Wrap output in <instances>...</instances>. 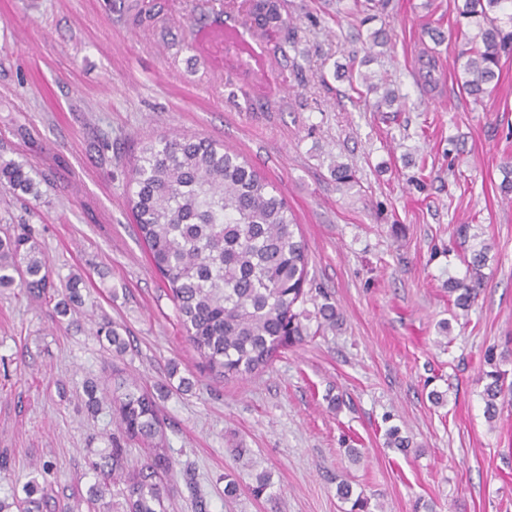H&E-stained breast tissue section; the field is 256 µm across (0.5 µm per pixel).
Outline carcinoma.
<instances>
[{"label": "carcinoma", "instance_id": "1", "mask_svg": "<svg viewBox=\"0 0 512 512\" xmlns=\"http://www.w3.org/2000/svg\"><path fill=\"white\" fill-rule=\"evenodd\" d=\"M249 17L255 27H283L279 0H250ZM463 17L481 21L478 33L468 40V59L461 88L469 95L489 93L498 78L500 60L512 56V0H467ZM0 184L38 197L32 166L0 163ZM128 203L140 238L147 245L152 266L166 284L187 338L205 369L222 378L255 374L267 368L279 350L300 341L307 327L295 311L304 302L308 252L298 224L285 199L252 166L216 142L201 137L161 136L143 146L131 169ZM488 247L470 253L473 276L450 284L453 305L469 310L482 286V268ZM82 279L68 280L56 312L67 315L81 301ZM45 295L54 288L47 261L30 235L0 238V288L13 285ZM320 325L332 327L339 319L328 303L317 308ZM98 333L119 356L124 339L110 327ZM491 370L485 380V415L499 416L498 400L512 392L506 372L489 355ZM122 435L141 439L153 447L149 460L131 472L125 469L124 449L112 440L111 452L91 462L103 482L94 495L103 497V486L123 483L124 512H164L160 473L171 461L165 448L163 420L157 398L132 382L113 397ZM387 445L399 452L410 450L400 430L386 431ZM37 492L48 497V486L35 481L26 486L28 499L0 500V512H31ZM339 499L351 503L350 512H368V498L340 482Z\"/></svg>", "mask_w": 512, "mask_h": 512}]
</instances>
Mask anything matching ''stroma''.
Returning <instances> with one entry per match:
<instances>
[{
	"mask_svg": "<svg viewBox=\"0 0 512 512\" xmlns=\"http://www.w3.org/2000/svg\"><path fill=\"white\" fill-rule=\"evenodd\" d=\"M244 2L140 0L158 20L137 25L131 0H0V159L32 164L41 192L0 186V237L31 232L55 284L84 280L64 317L0 288V500L40 476L52 491L39 512L88 495L87 462L118 427L109 404L88 411L84 387L116 374L160 395L167 512H346L341 481L372 512H512V403L488 423L480 380L491 353L512 382V198L499 189L512 58L477 99L458 83L478 31L464 0L353 15L352 0H282L293 38L256 32ZM363 75L395 107H377ZM183 134L223 143L281 191L308 250L303 308L341 316L322 332L309 321L255 376L203 370L126 202L142 142ZM339 162L355 181H336ZM484 243V286L458 314L449 283ZM106 322L123 356L98 335ZM393 426L409 453L386 446ZM262 472L269 501L248 491Z\"/></svg>",
	"mask_w": 512,
	"mask_h": 512,
	"instance_id": "35a3bbf8",
	"label": "stroma"
}]
</instances>
